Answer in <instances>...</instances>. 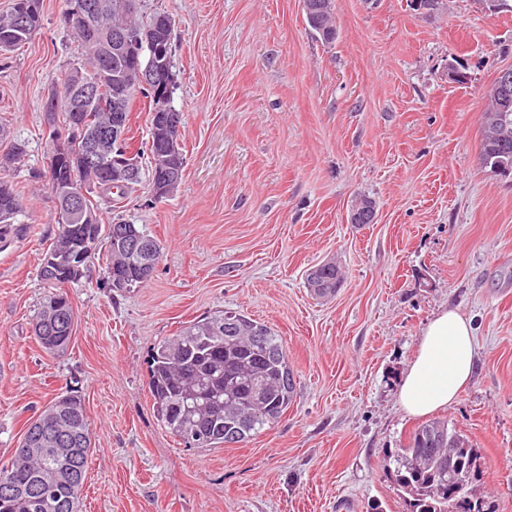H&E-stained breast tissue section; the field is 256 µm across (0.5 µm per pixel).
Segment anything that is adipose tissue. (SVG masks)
Masks as SVG:
<instances>
[{
	"label": "adipose tissue",
	"mask_w": 512,
	"mask_h": 512,
	"mask_svg": "<svg viewBox=\"0 0 512 512\" xmlns=\"http://www.w3.org/2000/svg\"><path fill=\"white\" fill-rule=\"evenodd\" d=\"M476 365L473 326L456 309L437 312L424 327L400 387L399 403L427 416L455 402Z\"/></svg>",
	"instance_id": "obj_1"
}]
</instances>
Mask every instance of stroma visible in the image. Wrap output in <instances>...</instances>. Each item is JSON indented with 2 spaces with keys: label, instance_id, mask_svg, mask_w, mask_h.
<instances>
[{
  "label": "stroma",
  "instance_id": "stroma-1",
  "mask_svg": "<svg viewBox=\"0 0 512 512\" xmlns=\"http://www.w3.org/2000/svg\"><path fill=\"white\" fill-rule=\"evenodd\" d=\"M64 0H41L42 25L0 55V178L21 187L26 231L0 243V465L42 406L77 388L93 448L81 512H408L382 467L418 418L399 379L433 314L471 320L476 369L438 416L480 452L493 512H512V174L486 166L487 94L512 67V12L447 0L425 17L407 0H334L337 38L309 27L302 0H142L175 21L173 107L184 171L170 197L148 183L113 198L162 244L148 283L109 287L95 261L67 293L68 349L49 355L32 323L50 287L40 259L57 233L44 180L49 92L79 62ZM467 72L448 79L449 67ZM362 197L378 221L353 224ZM344 269L333 298L308 271ZM219 310L281 336L294 405L247 444L180 445L149 391L155 346Z\"/></svg>",
  "mask_w": 512,
  "mask_h": 512
}]
</instances>
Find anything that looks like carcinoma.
<instances>
[{
	"instance_id": "cac0c4a2",
	"label": "carcinoma",
	"mask_w": 512,
	"mask_h": 512,
	"mask_svg": "<svg viewBox=\"0 0 512 512\" xmlns=\"http://www.w3.org/2000/svg\"><path fill=\"white\" fill-rule=\"evenodd\" d=\"M311 29L322 40L336 39L333 24V0H302ZM41 25L40 0H13V7L0 14V43L11 51L27 43ZM92 29L73 30L71 34L81 48V63L65 72L53 91L61 101L63 121L70 125L91 124L100 129L112 127L116 115H121L123 130H128L131 104L142 90L136 63L118 54L107 55L108 70L120 77V83H108L100 96L110 105L86 107L75 99L76 81L92 83L102 70V56L88 51L87 42L116 32H150L153 37L171 42L173 20L165 13H156L148 21L138 14L114 9L93 13ZM179 115L175 109L158 114L149 112L150 155L159 160L166 151L168 117ZM495 95L485 110L481 130L483 163L495 167L496 152L512 150V124L496 143L487 140V127L496 120ZM120 148L128 155L133 174L123 186L116 188L107 179L101 165H88L75 154L54 168L48 167L52 194L58 186L73 181L91 195H108L117 191L124 196L141 182L138 163L141 151H132V144L123 139ZM151 191L156 199L168 195L160 166L150 165ZM22 196L9 182L0 179V240L15 233V220L22 211ZM58 226L55 241L46 254L66 251L84 253L82 270L106 251L108 278L120 277L126 288H139L150 278L158 262L161 242L137 224H75L70 221L61 202H56ZM308 288L318 297L336 293L341 285L340 267L334 261L317 266ZM39 275L53 288L40 303L36 321L44 319L46 308L59 303V311L46 331L34 333L40 347L51 355L67 350L74 327V309L64 286L81 279L79 274L66 277L59 269L40 267ZM149 390L164 428L180 443L198 434L201 448H221L250 442L271 427L288 410L296 395L294 371L281 339L267 325L244 314L225 311L204 317L185 327L179 334L158 344L149 365ZM75 412L61 419L63 434L74 433L78 447L83 449L76 461L80 477L76 481L56 480L49 466L54 464L51 449L39 453H24L17 447L11 461L0 467V512H80V497L87 479L88 459L92 448V432L84 402L78 391L70 390ZM456 456L471 467L466 484H451L448 457ZM383 467L406 495L410 512H491L488 502L476 492L483 470L481 455L469 438L448 421L433 419L421 423L412 433L409 443L385 455Z\"/></svg>"
}]
</instances>
